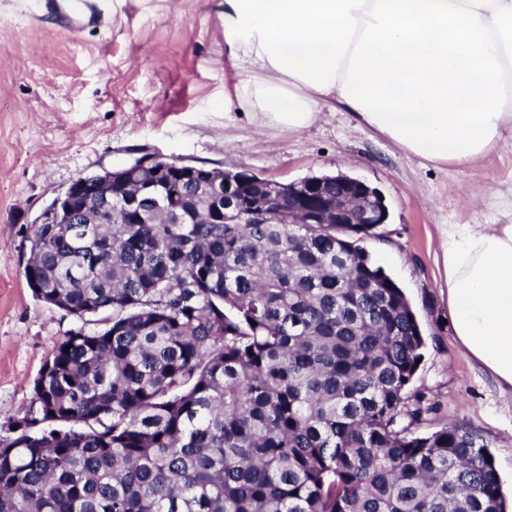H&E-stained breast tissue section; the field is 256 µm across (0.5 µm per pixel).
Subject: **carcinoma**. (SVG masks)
<instances>
[{
    "label": "carcinoma",
    "mask_w": 512,
    "mask_h": 512,
    "mask_svg": "<svg viewBox=\"0 0 512 512\" xmlns=\"http://www.w3.org/2000/svg\"><path fill=\"white\" fill-rule=\"evenodd\" d=\"M170 206L20 229L81 325L0 436V512H507L479 434L413 430L424 339L376 225L213 221L190 180Z\"/></svg>",
    "instance_id": "1"
}]
</instances>
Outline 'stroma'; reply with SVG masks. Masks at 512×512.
<instances>
[{"mask_svg":"<svg viewBox=\"0 0 512 512\" xmlns=\"http://www.w3.org/2000/svg\"><path fill=\"white\" fill-rule=\"evenodd\" d=\"M71 36L26 0H0V436L30 410L32 387L78 322L37 301L18 231L77 177L150 153L278 182L345 173L380 191L389 221L363 246L405 292L425 340L409 391L431 406L422 428L459 422L486 439L512 502V407L461 352L439 254L445 224H492L512 185V149L436 168L324 111L310 127L259 126L225 112L238 80L224 54V0H101Z\"/></svg>","mask_w":512,"mask_h":512,"instance_id":"obj_1","label":"stroma"}]
</instances>
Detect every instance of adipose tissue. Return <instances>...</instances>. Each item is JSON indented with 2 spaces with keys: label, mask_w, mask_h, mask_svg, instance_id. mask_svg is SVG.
Listing matches in <instances>:
<instances>
[{
  "label": "adipose tissue",
  "mask_w": 512,
  "mask_h": 512,
  "mask_svg": "<svg viewBox=\"0 0 512 512\" xmlns=\"http://www.w3.org/2000/svg\"><path fill=\"white\" fill-rule=\"evenodd\" d=\"M225 111L294 131L327 107L435 167L512 146V0H224ZM440 258L463 354L512 394V222L451 224Z\"/></svg>",
  "instance_id": "obj_1"
}]
</instances>
